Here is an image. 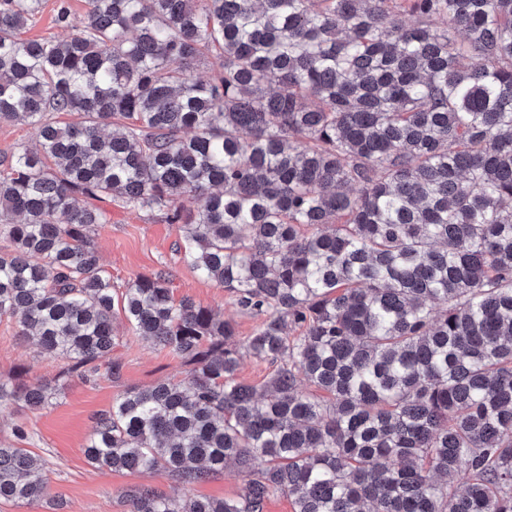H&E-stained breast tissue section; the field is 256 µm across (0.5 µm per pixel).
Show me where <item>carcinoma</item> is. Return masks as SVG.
<instances>
[{
    "label": "carcinoma",
    "mask_w": 512,
    "mask_h": 512,
    "mask_svg": "<svg viewBox=\"0 0 512 512\" xmlns=\"http://www.w3.org/2000/svg\"><path fill=\"white\" fill-rule=\"evenodd\" d=\"M83 2L57 41L21 37L44 0H0V124L36 138L0 155V318L83 378L119 374V313L189 366L113 400L88 464L245 473L130 512H512V0ZM106 198L175 225L253 334L165 267L116 292ZM61 389L0 379V406ZM42 500V460L0 444V502ZM271 372L272 367L267 362L243 354L238 371L240 380L249 384L261 385L267 380Z\"/></svg>",
    "instance_id": "carcinoma-1"
}]
</instances>
